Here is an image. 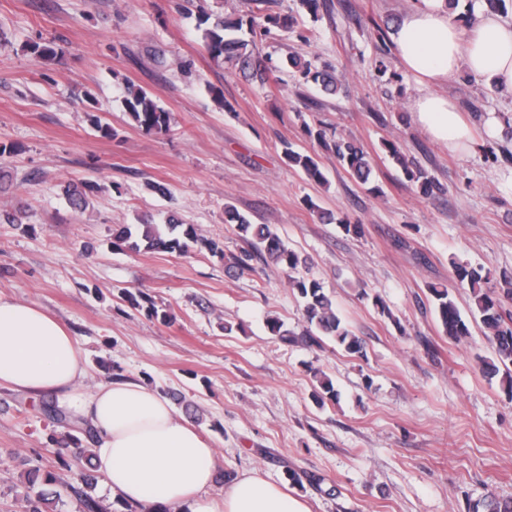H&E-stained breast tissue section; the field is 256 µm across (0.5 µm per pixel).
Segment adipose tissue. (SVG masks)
<instances>
[{
    "instance_id": "1",
    "label": "adipose tissue",
    "mask_w": 512,
    "mask_h": 512,
    "mask_svg": "<svg viewBox=\"0 0 512 512\" xmlns=\"http://www.w3.org/2000/svg\"><path fill=\"white\" fill-rule=\"evenodd\" d=\"M392 39L425 94L412 104L417 123L449 150L472 147L455 101L429 92L460 68L512 92V22L482 12L470 27L454 23L446 0H420ZM84 351L67 327L32 302L0 295V383L57 396L71 416L99 435L95 463L118 504L138 512H310L303 498L256 472L218 486L216 450L171 401L135 380L83 387Z\"/></svg>"
}]
</instances>
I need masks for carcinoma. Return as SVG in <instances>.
I'll return each instance as SVG.
<instances>
[{"label": "carcinoma", "instance_id": "carcinoma-1", "mask_svg": "<svg viewBox=\"0 0 512 512\" xmlns=\"http://www.w3.org/2000/svg\"><path fill=\"white\" fill-rule=\"evenodd\" d=\"M240 24L219 14H207L200 19L198 31L201 32L203 47L210 57L219 62H231L241 70L252 71V76L261 83L270 79L271 69L261 67L253 61L250 41L237 35ZM289 63L299 73L303 83L319 86L327 94L337 93L343 86L341 75L336 67L327 64L320 69L312 67L297 56H290ZM124 104L128 116L138 129L145 133L166 130L170 126L171 116L158 104L153 94L128 83L124 87ZM392 159L401 167L403 174L418 185L425 195L432 194L435 182L425 170L408 160L395 142L386 143ZM336 158L345 171L362 185L371 182L373 168L364 149L351 141L333 143ZM288 162L300 168L307 176L320 180L323 174L317 160L308 154L286 149ZM96 190L93 184L83 188L68 186L65 193L71 205L76 209H85L89 204V194ZM226 221L237 225L242 237L252 241V245L264 253L266 259L280 267L288 276V284L297 289L305 300V319L309 325V336H326L334 339L351 354H363V346L336 315L332 299L325 293L323 286L315 279L302 274L308 268L307 258L290 249L267 224H253L250 220L229 207L225 210ZM112 246L117 250L139 252L154 250L163 252L178 251L187 253L193 247L205 249L226 261L231 268H240L251 260V253L245 252L228 256L220 242L201 237L195 228L180 224L175 216H170L167 224L160 226L144 219L139 234H133L126 226H120L112 232ZM456 278L462 287L470 289L472 296L471 313L480 322L484 330L492 336L495 343L494 355L482 360V371L487 376L500 377L503 389L512 396V315L504 312L501 295L491 285V272L482 267L452 262ZM433 308L440 324L449 339L459 341L470 335V321L457 307L448 289L442 286L429 288ZM70 489L78 497V512H108L101 501L88 494L93 487L94 476L85 466L78 464L69 469ZM54 482L50 474L42 475L39 470L27 473L25 484L30 492L25 495V512H52L54 495L43 486ZM468 512H512V498H498L488 494L479 500L469 502Z\"/></svg>", "mask_w": 512, "mask_h": 512}]
</instances>
